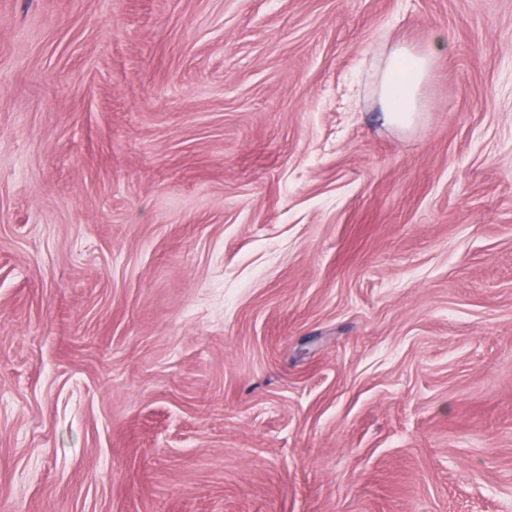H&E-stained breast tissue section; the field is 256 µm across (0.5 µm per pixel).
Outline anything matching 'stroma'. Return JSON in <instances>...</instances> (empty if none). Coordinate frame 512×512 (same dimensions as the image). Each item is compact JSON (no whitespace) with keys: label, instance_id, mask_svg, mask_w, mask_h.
<instances>
[{"label":"stroma","instance_id":"stroma-1","mask_svg":"<svg viewBox=\"0 0 512 512\" xmlns=\"http://www.w3.org/2000/svg\"><path fill=\"white\" fill-rule=\"evenodd\" d=\"M0 512H512V0H0ZM436 40L425 52L396 46L384 60L380 71L379 97L390 124L411 126L420 112V92L433 60L444 50Z\"/></svg>","mask_w":512,"mask_h":512}]
</instances>
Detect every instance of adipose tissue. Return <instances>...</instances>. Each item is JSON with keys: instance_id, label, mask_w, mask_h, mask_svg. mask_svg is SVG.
I'll list each match as a JSON object with an SVG mask.
<instances>
[{"instance_id": "adipose-tissue-1", "label": "adipose tissue", "mask_w": 512, "mask_h": 512, "mask_svg": "<svg viewBox=\"0 0 512 512\" xmlns=\"http://www.w3.org/2000/svg\"><path fill=\"white\" fill-rule=\"evenodd\" d=\"M444 49L443 41H435L424 52L405 46L394 47L384 60L379 84V97L387 121L407 127L421 109L420 92L435 57Z\"/></svg>"}]
</instances>
